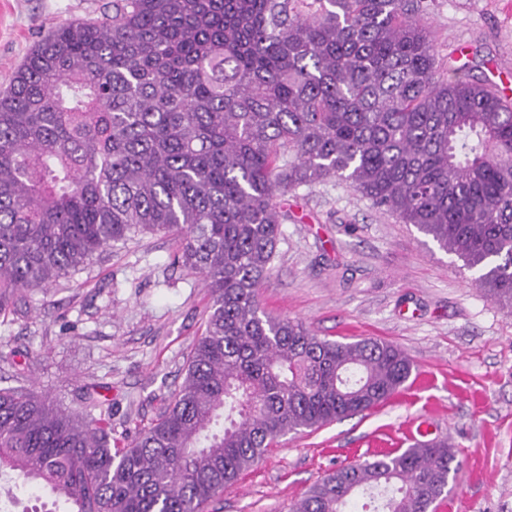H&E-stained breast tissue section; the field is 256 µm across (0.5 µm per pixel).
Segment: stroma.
<instances>
[{
	"label": "stroma",
	"mask_w": 512,
	"mask_h": 512,
	"mask_svg": "<svg viewBox=\"0 0 512 512\" xmlns=\"http://www.w3.org/2000/svg\"><path fill=\"white\" fill-rule=\"evenodd\" d=\"M111 0H0V90L36 43ZM438 61L491 80L512 63V0H424ZM283 237L259 289L266 310L313 334L399 346L413 368L385 404L288 435L205 512H289L342 464L415 445L428 424L458 451L440 512H512V312L455 255L335 179L282 198ZM175 243L144 232L60 284L21 292L0 319V355H36L31 381L79 409L88 386L112 401V445L126 447L181 384L205 330L200 274L174 264Z\"/></svg>",
	"instance_id": "obj_1"
}]
</instances>
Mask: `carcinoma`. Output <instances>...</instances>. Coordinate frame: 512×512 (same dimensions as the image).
I'll return each mask as SVG.
<instances>
[{"mask_svg":"<svg viewBox=\"0 0 512 512\" xmlns=\"http://www.w3.org/2000/svg\"><path fill=\"white\" fill-rule=\"evenodd\" d=\"M336 178L478 272L512 309V103L441 69L421 0H112L55 26L0 92V316L141 232L208 289L181 386L124 448L112 401L0 388V477L49 512H203L270 448L380 405L398 346L339 342L259 300L278 197ZM433 439L338 467L291 512H430L458 470Z\"/></svg>","mask_w":512,"mask_h":512,"instance_id":"cac0c4a2","label":"carcinoma"}]
</instances>
